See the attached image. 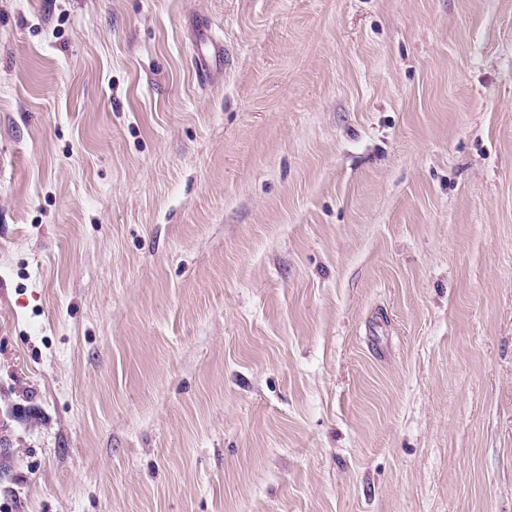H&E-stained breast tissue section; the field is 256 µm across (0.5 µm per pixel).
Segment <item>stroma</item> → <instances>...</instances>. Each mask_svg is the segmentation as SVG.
<instances>
[{"instance_id":"1","label":"stroma","mask_w":512,"mask_h":512,"mask_svg":"<svg viewBox=\"0 0 512 512\" xmlns=\"http://www.w3.org/2000/svg\"><path fill=\"white\" fill-rule=\"evenodd\" d=\"M0 512H512V0H0Z\"/></svg>"}]
</instances>
